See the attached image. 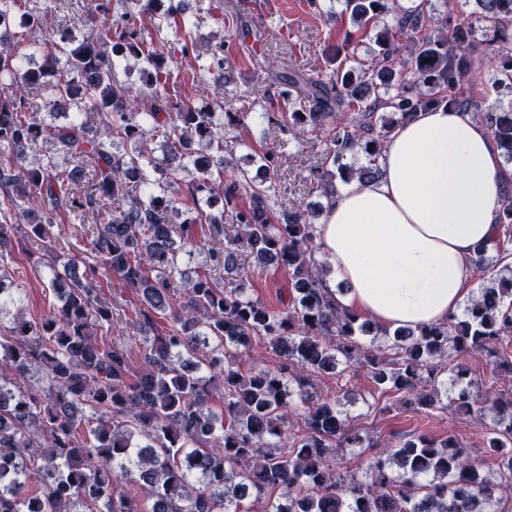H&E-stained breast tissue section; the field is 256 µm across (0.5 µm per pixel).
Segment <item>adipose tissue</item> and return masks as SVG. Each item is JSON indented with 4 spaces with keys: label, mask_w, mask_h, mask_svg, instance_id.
Wrapping results in <instances>:
<instances>
[{
    "label": "adipose tissue",
    "mask_w": 512,
    "mask_h": 512,
    "mask_svg": "<svg viewBox=\"0 0 512 512\" xmlns=\"http://www.w3.org/2000/svg\"><path fill=\"white\" fill-rule=\"evenodd\" d=\"M381 176L352 181L319 226L328 290L381 327H421L459 314L476 246L494 235L505 166L486 126L445 107L406 120L377 159Z\"/></svg>",
    "instance_id": "1"
}]
</instances>
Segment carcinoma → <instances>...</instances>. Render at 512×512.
Masks as SVG:
<instances>
[{
	"label": "carcinoma",
	"mask_w": 512,
	"mask_h": 512,
	"mask_svg": "<svg viewBox=\"0 0 512 512\" xmlns=\"http://www.w3.org/2000/svg\"><path fill=\"white\" fill-rule=\"evenodd\" d=\"M164 2L120 0L110 25L64 34L41 60L24 62L10 49L11 29L17 14L29 35L42 29L38 0H0V157L10 165L0 167V313L18 301L4 292L18 235L56 254L63 212L85 228L99 257L72 255L84 268L79 276L48 265L59 304L39 325L19 313L0 332V512H95L101 504L106 512H246V496L272 490L283 502L269 512H496L497 486L476 475L451 434L441 442L419 436L369 457L362 481L334 473L339 451L361 439L350 434L342 402L320 400L314 380L340 364L344 373L367 366L377 391L430 414L441 409L448 351L479 354L494 371L512 372V182L495 238L475 250L482 281L463 317L386 330L393 356L372 354L362 341L371 325L325 289L327 268L314 258L316 206L278 216L270 205L277 146L263 135L247 144L232 135L236 115L222 104L168 116L169 81L183 61L198 63L191 91L224 82L226 41L198 35L200 18L186 20L185 0ZM476 2L477 28L455 21L446 0L431 14L398 0H344L330 17L349 16L355 31L336 30L331 72L292 68L278 76L284 107L262 118L295 134L328 132V167L311 174L322 197H336L338 181L378 178L376 160L394 130L442 104L473 114L512 164V102L484 110L470 94L478 43L490 57L492 89L512 93V0ZM147 17L173 39L145 38ZM363 41L368 65L356 54ZM120 71L135 84L131 96L116 84ZM35 90L46 96L31 97ZM239 147L255 170L232 163ZM356 154L367 164L347 162ZM216 194L223 207L209 211ZM243 194L247 206L239 204ZM104 213L107 222L95 223ZM226 213L233 234L225 231ZM17 216L27 223H11ZM196 224L208 226L200 239L191 236ZM204 249L208 261L189 276L180 253ZM243 253L251 271L223 280L221 270ZM270 262L288 271L283 311L246 294L247 279ZM103 272L141 293L132 334L158 316L169 323L147 341L137 371L100 337L112 326V305L98 295ZM177 288L183 301L176 306ZM255 338L285 363L242 374L238 350L250 352ZM463 375L457 367L452 403L465 415L494 416L488 447L512 486V398L476 390ZM218 392L220 416L208 406ZM295 413L304 416L300 433L289 431ZM32 478L37 494L26 491ZM123 483L136 486L150 508L118 490Z\"/></svg>",
	"instance_id": "1"
}]
</instances>
